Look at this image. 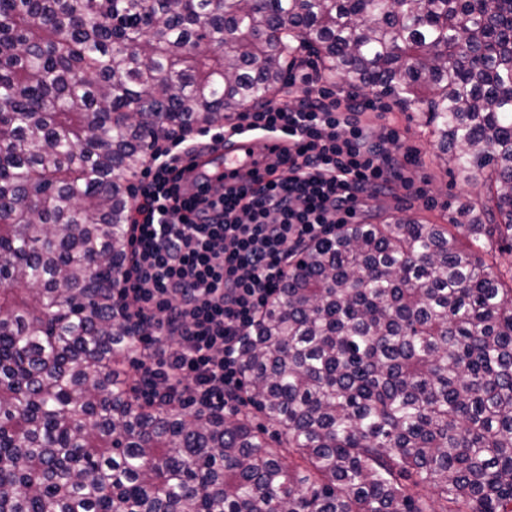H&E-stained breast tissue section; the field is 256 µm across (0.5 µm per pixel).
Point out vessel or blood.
Segmentation results:
<instances>
[{
  "label": "vessel or blood",
  "mask_w": 512,
  "mask_h": 512,
  "mask_svg": "<svg viewBox=\"0 0 512 512\" xmlns=\"http://www.w3.org/2000/svg\"><path fill=\"white\" fill-rule=\"evenodd\" d=\"M287 145V139L282 137H268L258 144L250 137L242 136L229 148L194 153L187 157L186 162L193 166L195 175L214 183L221 175L229 176L239 169L249 167L257 152H277Z\"/></svg>",
  "instance_id": "obj_1"
}]
</instances>
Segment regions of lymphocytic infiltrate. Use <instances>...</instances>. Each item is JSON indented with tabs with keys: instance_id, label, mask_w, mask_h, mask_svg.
Wrapping results in <instances>:
<instances>
[{
	"instance_id": "f902f5d3",
	"label": "lymphocytic infiltrate",
	"mask_w": 512,
	"mask_h": 512,
	"mask_svg": "<svg viewBox=\"0 0 512 512\" xmlns=\"http://www.w3.org/2000/svg\"><path fill=\"white\" fill-rule=\"evenodd\" d=\"M318 71L235 123L199 128L219 149L249 131L288 140L240 182L185 197L187 173L174 147L186 133L161 134L133 192L128 260L115 305L139 354L146 401L221 413L238 398L243 354L259 311L277 295L293 254L347 223L370 192L407 181L394 132L374 135L373 99L317 93Z\"/></svg>"
}]
</instances>
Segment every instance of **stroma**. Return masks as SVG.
<instances>
[{"instance_id": "obj_1", "label": "stroma", "mask_w": 512, "mask_h": 512, "mask_svg": "<svg viewBox=\"0 0 512 512\" xmlns=\"http://www.w3.org/2000/svg\"><path fill=\"white\" fill-rule=\"evenodd\" d=\"M363 94L377 99L380 105L379 111L369 116L376 131L394 129L402 152L415 153L417 162L410 169L412 183H397L391 192L372 195L358 210L356 223L383 212L430 224L447 223L476 195V187L464 183L440 159L438 144L428 132L424 113L392 105L377 87L366 88Z\"/></svg>"}]
</instances>
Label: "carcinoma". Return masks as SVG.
Here are the masks:
<instances>
[{"label":"carcinoma","instance_id":"1","mask_svg":"<svg viewBox=\"0 0 512 512\" xmlns=\"http://www.w3.org/2000/svg\"><path fill=\"white\" fill-rule=\"evenodd\" d=\"M326 79L428 113L482 197L297 251L250 414L139 401L112 311L166 129ZM512 0H0V512H512Z\"/></svg>","mask_w":512,"mask_h":512}]
</instances>
